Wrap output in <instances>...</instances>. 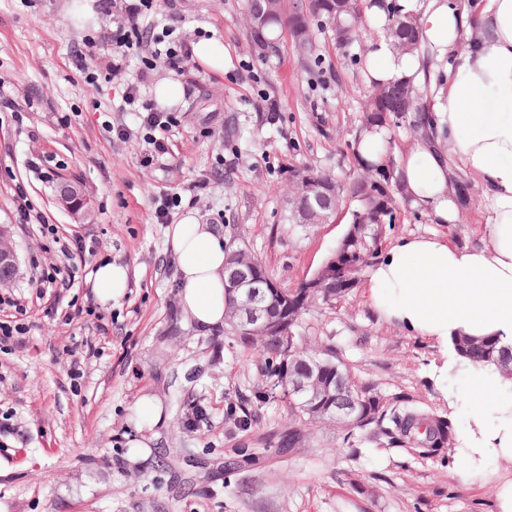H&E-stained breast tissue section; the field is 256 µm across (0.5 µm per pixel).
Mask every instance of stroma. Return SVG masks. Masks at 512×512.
I'll list each match as a JSON object with an SVG mask.
<instances>
[{"label":"stroma","instance_id":"stroma-1","mask_svg":"<svg viewBox=\"0 0 512 512\" xmlns=\"http://www.w3.org/2000/svg\"><path fill=\"white\" fill-rule=\"evenodd\" d=\"M246 0H156L146 18L171 24L190 41L224 42V70L191 63L186 74L158 67L154 81L174 80L182 96L173 105L177 125L168 154L154 165L135 113L120 111L123 79L86 85L78 57L107 53L97 28L79 27L73 0H0V225L9 230L19 273L0 284L1 296L27 307L24 343L0 349V512H499L496 493L512 483V462L498 460L466 481L458 472L465 452L424 458L410 448H390L362 438L346 448L345 428L326 423L307 431L300 448L280 457L264 452L259 463L226 469L241 442L259 443L287 424L280 402L260 410L257 426L231 431L227 403L236 391H254L261 379L225 345L222 329L189 325L167 225L154 218L155 198L179 196L182 209L242 240L284 288L309 279L335 250L350 225L348 209L328 223L308 224L290 235L283 215L289 172L304 166L339 177L353 170L348 141L369 87L358 61L382 37L381 28L338 48L325 26H314L316 60L298 55L289 34L277 55L253 48ZM281 118L266 123L265 99ZM235 119L239 134L227 140ZM130 135L118 138L117 128ZM79 185L87 207L77 213L58 201L56 187ZM32 220L22 223L19 196ZM482 189L452 224L429 216L401 218L388 240L447 236L458 246L480 245L488 215ZM43 224L53 233L40 232ZM82 238L96 248L75 285L61 295L41 293L37 263L59 262L60 245ZM126 266L124 296L104 307L107 333L94 317L65 322L48 313L93 301L99 264ZM312 343L333 341L357 380L387 396H405L448 418L456 434L468 427L464 363L446 367L437 340L380 318L354 288L335 307L308 316ZM202 368L199 380L191 369ZM201 397L209 422L177 425V398ZM151 398L162 414L148 447L128 445L137 404ZM167 449L169 470L156 467ZM195 449L196 464L177 459Z\"/></svg>","mask_w":512,"mask_h":512}]
</instances>
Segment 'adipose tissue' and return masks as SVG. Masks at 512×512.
Returning a JSON list of instances; mask_svg holds the SVG:
<instances>
[{
  "label": "adipose tissue",
  "instance_id": "ef3b65f1",
  "mask_svg": "<svg viewBox=\"0 0 512 512\" xmlns=\"http://www.w3.org/2000/svg\"><path fill=\"white\" fill-rule=\"evenodd\" d=\"M420 16L423 39L451 56L448 84L430 106L437 143L419 139L396 157L399 182L411 207L439 224L457 217L447 157L459 155L483 187L489 216L482 246L460 247L444 236L396 240L370 268L367 301L381 317L420 336H497L512 342V0H399ZM372 81L421 83L418 58L395 52L387 40L367 53ZM188 321L206 331L224 323L223 236L188 213L168 231ZM471 456L512 460V395L494 374L470 376Z\"/></svg>",
  "mask_w": 512,
  "mask_h": 512
}]
</instances>
